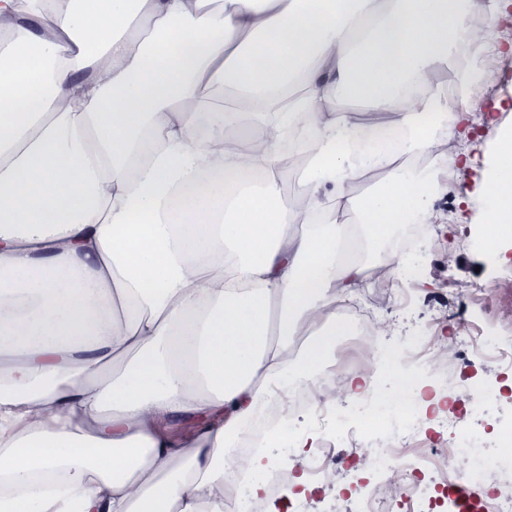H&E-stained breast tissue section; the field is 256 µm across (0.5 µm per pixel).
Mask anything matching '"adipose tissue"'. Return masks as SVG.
<instances>
[{
  "label": "adipose tissue",
  "instance_id": "ef3b65f1",
  "mask_svg": "<svg viewBox=\"0 0 512 512\" xmlns=\"http://www.w3.org/2000/svg\"><path fill=\"white\" fill-rule=\"evenodd\" d=\"M15 2L0 0L13 59L0 68V353L17 356L0 376V512H225L227 467L265 489L262 454H229L261 402L346 354L336 302L365 277L337 257L347 227L373 242L442 220L462 116L436 71L474 44L469 12L464 0H230L221 14L209 0L66 12L26 0L38 37ZM139 14L156 33L141 44L127 35ZM413 82L419 96L400 101ZM212 83L235 90L234 112L203 109ZM340 93L385 116L366 153ZM303 116L300 153L283 152ZM424 153L440 169L348 189ZM295 171L297 210L280 196ZM481 195L492 249L512 223V131ZM175 414L194 432L173 439ZM392 168L393 166L383 169L379 172L367 174L356 178L349 185L351 193L355 196H360L373 191L374 189L379 187L384 181L390 178L392 174Z\"/></svg>",
  "mask_w": 512,
  "mask_h": 512
}]
</instances>
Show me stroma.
<instances>
[{"label": "stroma", "mask_w": 512, "mask_h": 512, "mask_svg": "<svg viewBox=\"0 0 512 512\" xmlns=\"http://www.w3.org/2000/svg\"><path fill=\"white\" fill-rule=\"evenodd\" d=\"M497 52L494 67L499 78L475 86L479 110L466 118L468 127L459 135L460 159L449 178L450 190L436 203L444 215L442 223L427 227L406 250L399 246L397 228L372 245L363 256L368 273L348 298L373 319L393 321L394 335L376 340L373 386L402 395L407 405L415 402L421 383L448 388L450 371L434 374L400 357L404 349L419 344L423 328L439 313H446L455 330L476 328L489 340L512 338V266L490 256L477 197L496 133L512 127V38L501 42ZM406 260L411 268L401 278L379 279L373 274L374 266ZM475 284L483 287V300L456 316L459 291Z\"/></svg>", "instance_id": "1"}]
</instances>
